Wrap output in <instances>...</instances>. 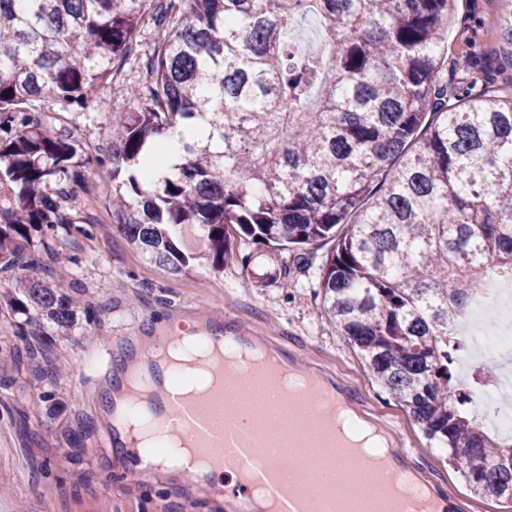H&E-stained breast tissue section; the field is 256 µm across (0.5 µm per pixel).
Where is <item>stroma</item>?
<instances>
[{"instance_id":"1","label":"stroma","mask_w":512,"mask_h":512,"mask_svg":"<svg viewBox=\"0 0 512 512\" xmlns=\"http://www.w3.org/2000/svg\"><path fill=\"white\" fill-rule=\"evenodd\" d=\"M497 0H456L448 22L449 82L479 71L499 57L502 38L493 23ZM127 64L116 80L104 82L87 107L63 110V123L85 155L112 151L109 112L130 109L126 87L144 80ZM111 186L106 173L87 182L66 206L82 227L72 243V261L54 265L66 293L91 307L95 317L78 316L50 347L27 355L28 337L16 333L17 315L0 308V512H184L185 477L144 484L108 481V457L95 446L103 427L101 405L89 398L85 382L107 348L148 335L154 321L165 333H180L195 318L235 319L241 333L266 336L312 365L325 368L355 389L378 420L396 424L395 442L409 451L423 476L459 501L463 512H512V501L475 496L459 473L430 447L410 416L375 382L356 351L328 322L318 294L315 268L326 249L308 245L282 254L280 279L247 288L241 263L223 272L208 264L171 275L148 264L115 231Z\"/></svg>"}]
</instances>
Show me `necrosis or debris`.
<instances>
[{
  "mask_svg": "<svg viewBox=\"0 0 512 512\" xmlns=\"http://www.w3.org/2000/svg\"><path fill=\"white\" fill-rule=\"evenodd\" d=\"M449 333L462 344L458 364L477 413L495 431L511 435L512 402L499 395L505 378L493 362L512 355V278H489Z\"/></svg>",
  "mask_w": 512,
  "mask_h": 512,
  "instance_id": "obj_1",
  "label": "necrosis or debris"
}]
</instances>
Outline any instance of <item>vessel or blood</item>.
Here are the masks:
<instances>
[{
	"instance_id": "vessel-or-blood-1",
	"label": "vessel or blood",
	"mask_w": 512,
	"mask_h": 512,
	"mask_svg": "<svg viewBox=\"0 0 512 512\" xmlns=\"http://www.w3.org/2000/svg\"><path fill=\"white\" fill-rule=\"evenodd\" d=\"M199 330L219 344L229 340L240 349L260 346L281 353L274 341L242 335L235 322L220 316L204 321ZM281 355L288 366H296L299 362L294 355ZM118 362L136 364L148 379L156 424L162 432L183 438L190 455L207 457L213 468L229 469L243 475V483L224 490L205 481L198 482L194 501L220 502L224 512H250L249 488L254 485L264 490L273 512H317L309 497L285 481L281 457L264 453L265 438L261 433L247 430L234 414L217 410L211 402L186 397L180 385L168 382V371L157 360L155 343L121 346L115 356L106 357L90 377V389L98 399L104 400L107 414L116 412L117 400L124 389L123 378L114 373V365ZM311 373L318 386L336 399L345 403L355 401V392L330 371L315 367ZM99 445L118 460L111 472L113 478H147L148 472L142 463L132 459L133 448L126 432L107 426Z\"/></svg>"
}]
</instances>
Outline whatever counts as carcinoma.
I'll return each mask as SVG.
<instances>
[{
	"label": "carcinoma",
	"mask_w": 512,
	"mask_h": 512,
	"mask_svg": "<svg viewBox=\"0 0 512 512\" xmlns=\"http://www.w3.org/2000/svg\"><path fill=\"white\" fill-rule=\"evenodd\" d=\"M0 0V274L17 334L40 346L80 301L31 250L65 263L79 230L62 202L81 145L48 96L81 107L135 54L145 17L165 27L112 112V218L174 275L332 244L318 268L325 316L376 382L480 497L512 499V437L484 430L453 384L459 310L512 275V93L448 87L454 0ZM317 15L320 37L301 45ZM187 132L165 171L149 139ZM27 275H14L15 270Z\"/></svg>",
	"instance_id": "obj_1"
}]
</instances>
